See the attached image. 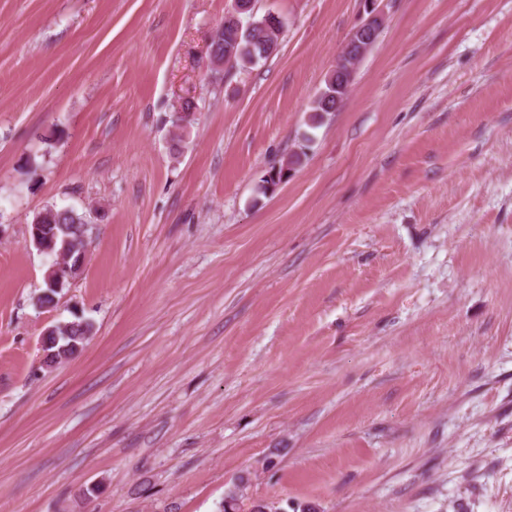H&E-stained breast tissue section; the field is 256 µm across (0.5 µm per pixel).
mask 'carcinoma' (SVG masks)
<instances>
[{"label":"carcinoma","instance_id":"carcinoma-1","mask_svg":"<svg viewBox=\"0 0 512 512\" xmlns=\"http://www.w3.org/2000/svg\"><path fill=\"white\" fill-rule=\"evenodd\" d=\"M244 16L252 21V27L243 28L241 34L237 35L234 27L221 24L209 45L224 60L226 71L233 68L251 69L268 60L273 55L272 46L279 45L283 29L279 16L267 12L259 17L253 7L244 12ZM361 60L362 56L353 55L339 67L334 76L326 78L324 87L312 101L309 116L311 126H317L324 114L336 111L338 105L348 96L353 82L352 73ZM309 141V137H304V144L299 150L266 171L257 186L258 195L272 194L288 180L291 171L299 167L306 158ZM40 214L41 223L56 225L58 248L65 236L72 240L79 239L84 234V225L89 223L87 213H80L72 207L48 206ZM91 333L92 325L78 316L71 321L67 330L58 332L56 336L44 337L43 351L47 353V364H52L58 358H72L77 355L84 348Z\"/></svg>","mask_w":512,"mask_h":512}]
</instances>
